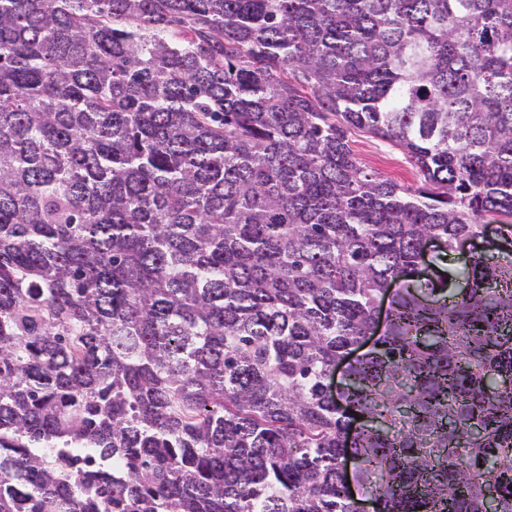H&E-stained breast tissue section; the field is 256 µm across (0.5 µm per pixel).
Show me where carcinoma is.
<instances>
[{"instance_id":"cac0c4a2","label":"carcinoma","mask_w":512,"mask_h":512,"mask_svg":"<svg viewBox=\"0 0 512 512\" xmlns=\"http://www.w3.org/2000/svg\"><path fill=\"white\" fill-rule=\"evenodd\" d=\"M491 217L512 0H0V512H512ZM352 148L369 172L396 179L406 186H416L418 175L405 155L390 143L367 135L352 137ZM474 249L472 247L465 251L447 252L441 249L437 244L433 243L428 247L427 259L430 260L436 267L440 269H448L450 267H461L464 262L469 258L470 252Z\"/></svg>"}]
</instances>
